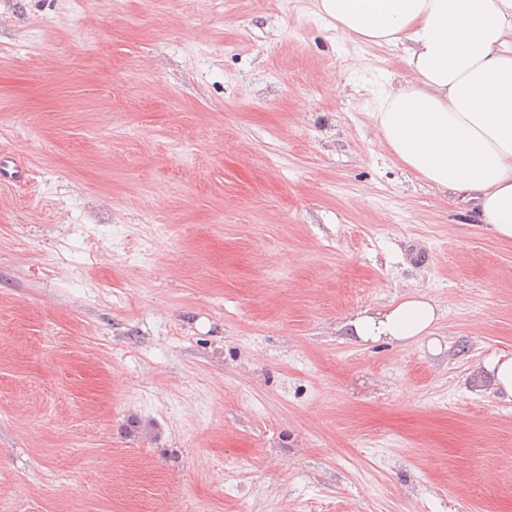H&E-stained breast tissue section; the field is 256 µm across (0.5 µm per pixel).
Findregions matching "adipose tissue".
Segmentation results:
<instances>
[{"mask_svg": "<svg viewBox=\"0 0 512 512\" xmlns=\"http://www.w3.org/2000/svg\"><path fill=\"white\" fill-rule=\"evenodd\" d=\"M343 38L401 51L381 90V142L418 178L469 205L475 224L512 240V0H317ZM444 310L418 292L341 323L361 344L428 339Z\"/></svg>", "mask_w": 512, "mask_h": 512, "instance_id": "1", "label": "adipose tissue"}]
</instances>
